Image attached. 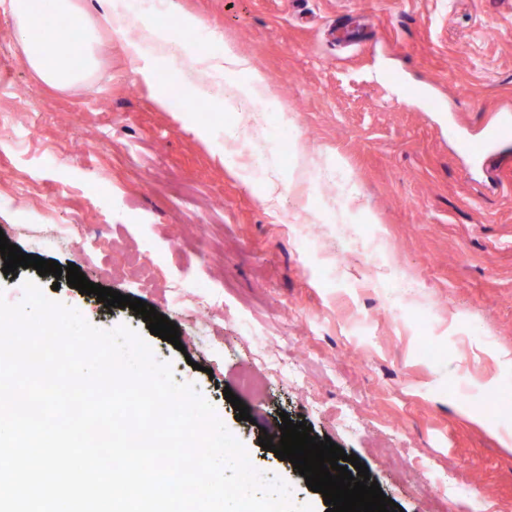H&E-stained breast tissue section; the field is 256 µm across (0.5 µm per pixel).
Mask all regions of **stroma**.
Masks as SVG:
<instances>
[{
    "instance_id": "stroma-1",
    "label": "stroma",
    "mask_w": 512,
    "mask_h": 512,
    "mask_svg": "<svg viewBox=\"0 0 512 512\" xmlns=\"http://www.w3.org/2000/svg\"><path fill=\"white\" fill-rule=\"evenodd\" d=\"M173 2L202 22L189 34L197 56L230 43L264 74L280 196H261L263 169L225 157L240 117L182 88L181 60L152 61L147 84L105 31L91 87L54 89L24 62L0 0V199L28 189L0 206V231L154 306L182 346L30 267L0 273V296L20 302L27 276L94 326L134 328L294 504L327 510L259 444L280 437L284 412L357 455L403 512H463L423 494L430 470L454 474L488 512H512V136L490 138L512 126V0ZM33 111L45 115L34 131ZM487 143L491 167L476 156ZM50 194L67 205L48 208ZM56 224L100 226L107 244L91 257L74 243L45 250ZM352 243L369 267L334 262ZM139 259L152 274L135 288L126 272ZM171 279L216 284L221 306L196 316ZM258 335L306 366L302 383L241 388L244 375L266 378ZM348 411L365 427L339 426Z\"/></svg>"
}]
</instances>
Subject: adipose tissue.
<instances>
[{
	"label": "adipose tissue",
	"mask_w": 512,
	"mask_h": 512,
	"mask_svg": "<svg viewBox=\"0 0 512 512\" xmlns=\"http://www.w3.org/2000/svg\"><path fill=\"white\" fill-rule=\"evenodd\" d=\"M9 11L26 64L49 86L64 89L90 85L97 70L99 29L134 27L138 36L125 45L132 60L184 58L182 82L195 96L219 102L231 112H264L270 105L265 97L264 76L232 46H225L220 56L200 62L186 42H173L166 31L131 13L126 0H99L93 17L74 0H52L48 10L39 7L37 0H9ZM62 21L73 32L70 50L65 54L56 49L58 24Z\"/></svg>",
	"instance_id": "obj_1"
}]
</instances>
